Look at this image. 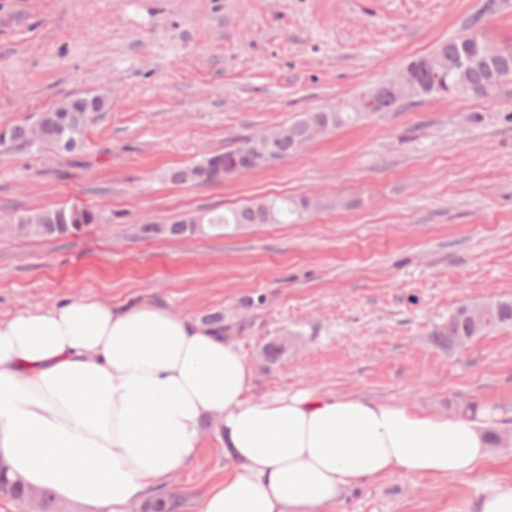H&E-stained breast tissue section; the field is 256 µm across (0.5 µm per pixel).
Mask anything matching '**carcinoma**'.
<instances>
[{"label": "carcinoma", "instance_id": "obj_1", "mask_svg": "<svg viewBox=\"0 0 512 512\" xmlns=\"http://www.w3.org/2000/svg\"><path fill=\"white\" fill-rule=\"evenodd\" d=\"M486 40H470L465 36L445 41L433 51L425 54L426 58L436 55L440 60L426 66L420 57H413L406 62V66L413 71V86L415 95L412 100L403 102L399 99L381 97L375 101V106L385 112H399L428 98H456L471 96L487 98L496 94L492 89L495 75L512 82V62L506 66L484 56L482 46ZM467 53L476 60V64L467 71V84L469 89L462 91L459 88L458 70L455 61L461 53ZM372 90H367L349 102L350 108L346 112H336L331 109H317L305 112L295 121L282 125L275 132L286 137V143L277 141L268 143V147L276 153L274 163H279L288 156L296 153L290 145L298 148L310 143L309 130L314 126H322L325 131L351 126L371 114L366 107L365 99L371 96ZM66 109L57 113L54 122L45 127L40 146L54 149L59 153L73 155L79 153L84 146V134L96 114L104 109V104L92 105V97H74L65 99ZM236 168L238 170L253 171L261 169L255 161L252 147V138L222 153L205 158L193 166L196 177L193 181L199 184H212L213 169ZM307 211L305 199H291L288 197L262 198L239 209H233L223 215L212 216L208 219L211 228L224 229L230 225L236 229L246 228L256 224H290L298 221ZM98 215L84 209L73 212L66 208H52L32 215L25 230L30 234L45 237L60 238L70 234L73 230L84 224H95ZM204 230L199 225L169 224L162 227L159 224H142L139 232L144 237H153L165 234L169 237H181ZM471 324L463 308H458L448 314V319L433 326L429 333L430 342L443 350H451L456 339L460 336H471ZM0 494L14 500L23 501L29 505L32 512H58L51 495L46 491L23 488L19 483L7 479L0 471ZM180 501L158 493L149 498L143 505V512H176Z\"/></svg>", "mask_w": 512, "mask_h": 512}]
</instances>
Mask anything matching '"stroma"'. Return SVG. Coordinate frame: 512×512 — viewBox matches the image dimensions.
Instances as JSON below:
<instances>
[{
	"label": "stroma",
	"mask_w": 512,
	"mask_h": 512,
	"mask_svg": "<svg viewBox=\"0 0 512 512\" xmlns=\"http://www.w3.org/2000/svg\"><path fill=\"white\" fill-rule=\"evenodd\" d=\"M486 0H0V129L68 96L107 99L78 155L0 146V317L87 297L220 311L255 370L254 395L356 393L449 411L465 400L512 428V327L464 350L428 336L463 304L512 297V83L428 99L329 132L273 167L217 185L167 173L302 113L351 100L439 43L512 47V4ZM480 114L479 123H463ZM288 196L295 224L141 238L147 222ZM97 224L63 238L16 231L58 206ZM283 342L275 361L267 344ZM224 475L216 426L168 483L182 512ZM512 476V447L466 479L393 475L333 512H455Z\"/></svg>",
	"instance_id": "35a3bbf8"
}]
</instances>
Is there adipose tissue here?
I'll use <instances>...</instances> for the list:
<instances>
[{
    "instance_id": "obj_1",
    "label": "adipose tissue",
    "mask_w": 512,
    "mask_h": 512,
    "mask_svg": "<svg viewBox=\"0 0 512 512\" xmlns=\"http://www.w3.org/2000/svg\"><path fill=\"white\" fill-rule=\"evenodd\" d=\"M254 378L223 333L149 303L0 318V467L85 512H129L188 466L215 418L224 476L199 512H330L393 474L467 478L492 455L483 413L308 390L257 399Z\"/></svg>"
}]
</instances>
